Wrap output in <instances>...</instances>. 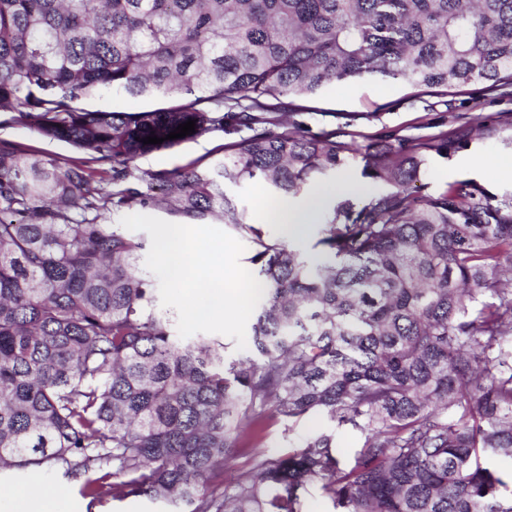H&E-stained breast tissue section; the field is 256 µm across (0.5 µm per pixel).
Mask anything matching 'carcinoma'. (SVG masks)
Masks as SVG:
<instances>
[{
  "label": "carcinoma",
  "instance_id": "1",
  "mask_svg": "<svg viewBox=\"0 0 512 512\" xmlns=\"http://www.w3.org/2000/svg\"><path fill=\"white\" fill-rule=\"evenodd\" d=\"M373 75L418 98L512 90V0H0V112L100 165L0 140L1 472L94 461L83 497L188 512H302L313 482L336 512H512L481 462L512 455V193L460 180L415 199L448 133L384 145L364 165L384 189L336 198L317 261L226 192L259 180L274 203L346 166L336 131L307 138L272 101L296 111ZM112 91L168 106L81 107ZM189 120L195 133L143 143ZM214 128L250 135L208 167L150 175L158 199L121 187L141 156ZM160 200L250 242L264 294L237 359L174 335L143 241L108 223ZM310 414L364 434L350 466L331 432L279 457L257 447L268 416ZM241 452L249 468L210 488Z\"/></svg>",
  "mask_w": 512,
  "mask_h": 512
}]
</instances>
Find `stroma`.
<instances>
[{
    "mask_svg": "<svg viewBox=\"0 0 512 512\" xmlns=\"http://www.w3.org/2000/svg\"><path fill=\"white\" fill-rule=\"evenodd\" d=\"M289 119L306 136L333 130L339 141L357 149V156L346 168L322 178L320 184L329 188L356 185L355 197L361 202L380 188L379 183L362 174L361 154L368 147L394 145L401 139L409 142L424 140L453 131L468 121L483 127V138L466 145L449 144L448 154L444 157L429 153L418 180L411 185L414 194H433L447 183L462 179L474 180L496 196L512 191V176L490 172L481 165L486 158H512V96L502 97L479 85L456 95H427L416 100L404 81L370 76L327 86L318 97L309 101L307 110L290 113ZM0 139L9 140L46 159L63 160L76 154L66 143L38 137L22 123L12 120L7 112H0ZM231 140V135L224 130L213 129L177 147L146 154L137 160L136 167L141 173L165 172L191 164L205 167L214 160L215 149ZM328 428H331L329 421L317 414L293 423L274 417L265 426L264 446L268 454H285ZM334 431L339 459L344 463L351 462L355 450L363 443V435L349 426ZM80 485V479L64 476L59 470L47 474L17 471L0 474V487H34L46 497L65 490L66 512H167L164 503L145 496L108 497L93 502L81 497Z\"/></svg>",
    "mask_w": 512,
    "mask_h": 512,
    "instance_id": "obj_1",
    "label": "stroma"
}]
</instances>
